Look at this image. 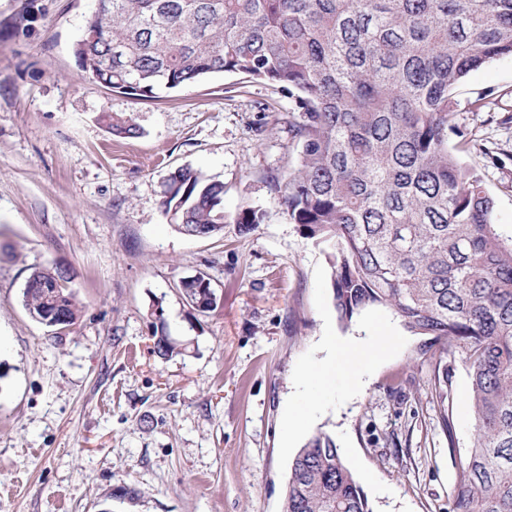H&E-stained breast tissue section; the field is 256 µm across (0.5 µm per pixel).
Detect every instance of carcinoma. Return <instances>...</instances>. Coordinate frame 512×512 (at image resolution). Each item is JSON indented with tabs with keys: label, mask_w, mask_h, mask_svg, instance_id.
I'll list each match as a JSON object with an SVG mask.
<instances>
[{
	"label": "carcinoma",
	"mask_w": 512,
	"mask_h": 512,
	"mask_svg": "<svg viewBox=\"0 0 512 512\" xmlns=\"http://www.w3.org/2000/svg\"><path fill=\"white\" fill-rule=\"evenodd\" d=\"M73 53L91 83L144 100L224 73L288 93L300 157L270 192L328 246L341 322L382 307L432 337L442 403L448 355L461 356L475 436L455 459L448 512H512V235L448 148L456 88L512 56V0H97ZM107 120L114 136L139 134ZM163 194L162 217L188 236L263 220L253 208L225 214L224 183L191 167L170 172ZM205 281L180 280L189 304ZM22 304L48 327L81 312L57 267L30 273ZM282 512L372 509L320 433L295 455Z\"/></svg>",
	"instance_id": "obj_1"
}]
</instances>
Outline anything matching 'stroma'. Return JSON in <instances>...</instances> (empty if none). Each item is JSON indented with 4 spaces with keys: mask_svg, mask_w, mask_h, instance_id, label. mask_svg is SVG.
<instances>
[{
    "mask_svg": "<svg viewBox=\"0 0 512 512\" xmlns=\"http://www.w3.org/2000/svg\"><path fill=\"white\" fill-rule=\"evenodd\" d=\"M94 9L0 0V512H281L295 451L320 432L373 512H448L453 455L474 435L465 367L449 357L440 408L429 337L386 308L339 321L323 244L266 184L298 162L292 99L232 73L151 100L92 85L72 45ZM481 92L490 104L471 111ZM455 99L448 144L511 229L512 57L471 72ZM105 112L137 137L113 136ZM180 166L223 181L226 213L251 207L262 223L179 233L161 203ZM55 266L82 307L61 330L21 303L31 271ZM199 273L217 295L207 313L179 289ZM328 334L377 355L337 372L287 445L289 408L315 392L299 375ZM161 336L178 355L154 354Z\"/></svg>",
    "mask_w": 512,
    "mask_h": 512,
    "instance_id": "1",
    "label": "stroma"
}]
</instances>
